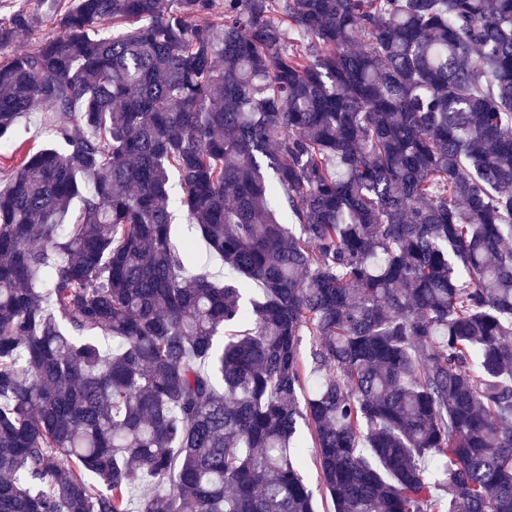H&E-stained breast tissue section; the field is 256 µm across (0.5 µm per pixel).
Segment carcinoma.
<instances>
[{"instance_id":"obj_1","label":"carcinoma","mask_w":512,"mask_h":512,"mask_svg":"<svg viewBox=\"0 0 512 512\" xmlns=\"http://www.w3.org/2000/svg\"><path fill=\"white\" fill-rule=\"evenodd\" d=\"M55 23L0 57L56 142L0 190V512H314L303 429L333 512H512V0ZM187 239H193L197 244V263L189 268V273L207 272L217 274L221 271V262L217 258H210L206 253L203 242L199 239L195 228L190 226L184 214L176 211L175 221L171 227V240L173 244L180 247Z\"/></svg>"}]
</instances>
